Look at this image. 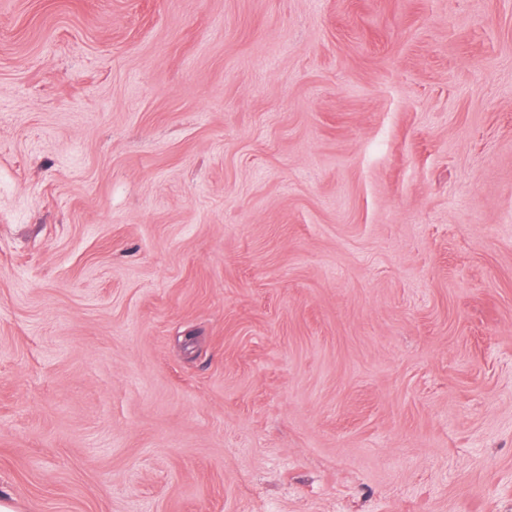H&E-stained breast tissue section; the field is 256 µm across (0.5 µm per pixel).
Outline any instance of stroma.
Instances as JSON below:
<instances>
[{
    "mask_svg": "<svg viewBox=\"0 0 512 512\" xmlns=\"http://www.w3.org/2000/svg\"><path fill=\"white\" fill-rule=\"evenodd\" d=\"M15 512H512V0H0Z\"/></svg>",
    "mask_w": 512,
    "mask_h": 512,
    "instance_id": "obj_1",
    "label": "stroma"
}]
</instances>
